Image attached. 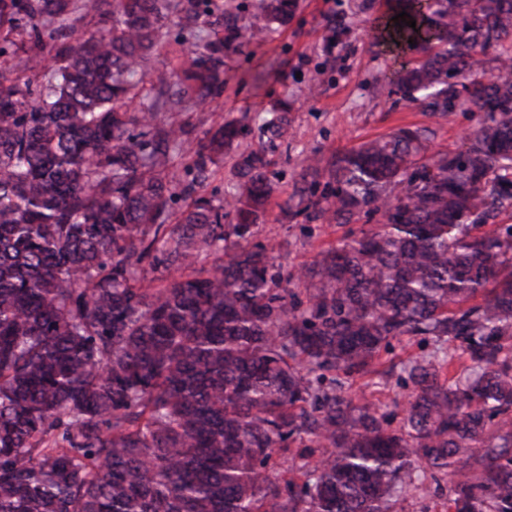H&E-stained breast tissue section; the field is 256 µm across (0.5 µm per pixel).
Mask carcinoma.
<instances>
[{
  "label": "carcinoma",
  "mask_w": 512,
  "mask_h": 512,
  "mask_svg": "<svg viewBox=\"0 0 512 512\" xmlns=\"http://www.w3.org/2000/svg\"><path fill=\"white\" fill-rule=\"evenodd\" d=\"M113 2L112 30L74 45L75 0H0V57L25 55L0 65V512H391L444 478L448 512H512V0H399L416 26L386 35L425 57L396 93L478 127L459 152L398 128L310 158L326 192L284 214L377 223L289 273L252 242L288 105L228 198L202 188L244 125L205 132L178 176L167 111L205 103L297 0H258V23L224 11L163 69L171 16L212 10ZM406 337L433 350L402 367L403 403L339 381Z\"/></svg>",
  "instance_id": "carcinoma-1"
}]
</instances>
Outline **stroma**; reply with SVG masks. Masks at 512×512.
Segmentation results:
<instances>
[{
	"label": "stroma",
	"instance_id": "obj_1",
	"mask_svg": "<svg viewBox=\"0 0 512 512\" xmlns=\"http://www.w3.org/2000/svg\"><path fill=\"white\" fill-rule=\"evenodd\" d=\"M360 2L298 0L288 26L225 59L224 86L212 99L173 113L185 127L187 151L196 147L206 129L246 118L247 129L206 183V192L225 196L238 189L237 154L258 149L261 126L281 102L291 103L288 134L269 173L277 192L257 236L259 242L279 246L280 261L289 269L310 264L346 232L345 226L309 223L280 210L300 185L309 157L328 160L400 127L429 129L432 149L455 150L477 125L473 113L458 111L439 120L399 96L387 95L398 71L417 53L398 49L382 35L391 0H370L365 10ZM339 14L346 16L349 28L341 46L331 50L326 46L327 25Z\"/></svg>",
	"mask_w": 512,
	"mask_h": 512
}]
</instances>
